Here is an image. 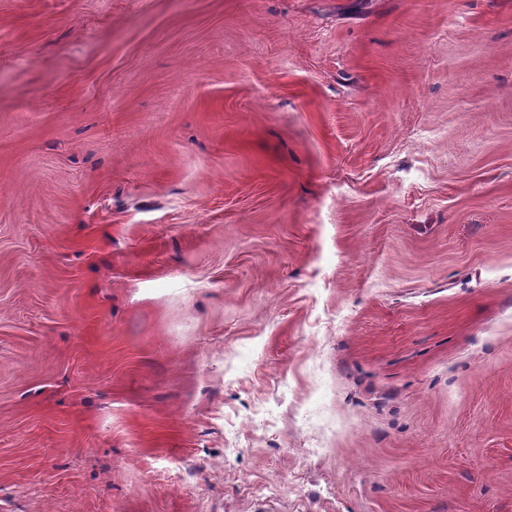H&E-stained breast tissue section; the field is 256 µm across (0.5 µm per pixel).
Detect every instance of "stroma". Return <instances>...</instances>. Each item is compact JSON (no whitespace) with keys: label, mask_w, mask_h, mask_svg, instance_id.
Returning <instances> with one entry per match:
<instances>
[{"label":"stroma","mask_w":512,"mask_h":512,"mask_svg":"<svg viewBox=\"0 0 512 512\" xmlns=\"http://www.w3.org/2000/svg\"><path fill=\"white\" fill-rule=\"evenodd\" d=\"M0 512H512V0H0Z\"/></svg>","instance_id":"35a3bbf8"}]
</instances>
